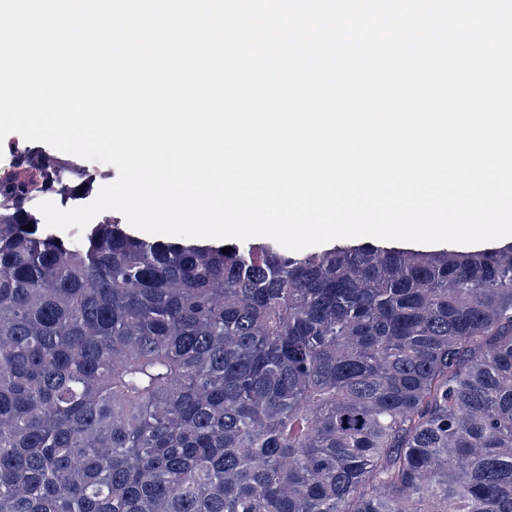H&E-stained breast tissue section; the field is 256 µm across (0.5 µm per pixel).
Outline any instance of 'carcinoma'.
<instances>
[{
    "label": "carcinoma",
    "mask_w": 512,
    "mask_h": 512,
    "mask_svg": "<svg viewBox=\"0 0 512 512\" xmlns=\"http://www.w3.org/2000/svg\"><path fill=\"white\" fill-rule=\"evenodd\" d=\"M12 167L0 512H512V245L63 239L21 201L93 184Z\"/></svg>",
    "instance_id": "obj_1"
}]
</instances>
